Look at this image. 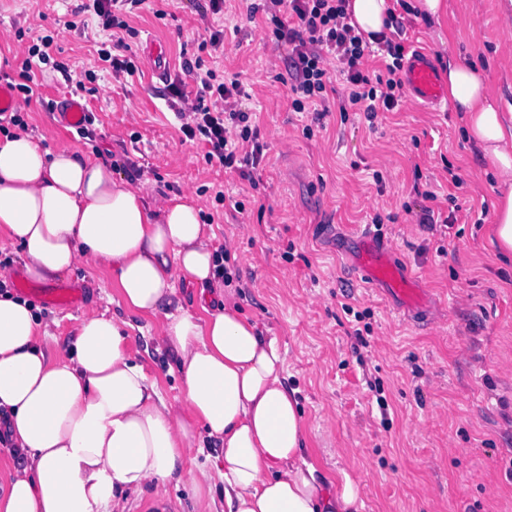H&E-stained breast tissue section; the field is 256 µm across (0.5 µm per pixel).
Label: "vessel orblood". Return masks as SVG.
Returning a JSON list of instances; mask_svg holds the SVG:
<instances>
[{"instance_id": "b4317fda", "label": "vessel or blood", "mask_w": 512, "mask_h": 512, "mask_svg": "<svg viewBox=\"0 0 512 512\" xmlns=\"http://www.w3.org/2000/svg\"><path fill=\"white\" fill-rule=\"evenodd\" d=\"M403 81L412 101L437 104L448 96L447 85L441 83L434 63L422 51L412 52L404 69ZM58 112L63 123L73 129H80L86 124L88 112L81 99L67 97L61 102ZM357 236L360 250L356 267L361 277L369 284L387 288L408 309H417L421 296L417 277L395 262L385 241L380 240L374 231L361 228ZM40 296L54 308L72 309L82 302L79 289L71 286L46 288L41 290Z\"/></svg>"}]
</instances>
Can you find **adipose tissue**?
<instances>
[{
  "label": "adipose tissue",
  "mask_w": 512,
  "mask_h": 512,
  "mask_svg": "<svg viewBox=\"0 0 512 512\" xmlns=\"http://www.w3.org/2000/svg\"><path fill=\"white\" fill-rule=\"evenodd\" d=\"M346 9L367 39L386 32L392 0H348ZM446 84L494 170L490 243L512 256V118L491 101L477 65L449 61ZM0 238L21 247L41 282L91 259L112 272L124 309L82 318L68 352L54 357L49 323L0 293V417L22 463L0 512H112L124 490L179 479L186 457L209 442L223 464L190 476L201 512H211L219 482L224 512H354L352 481L325 480L303 456L304 420L277 337L231 301L203 319L180 305L177 282L215 278L212 227L196 203L149 206L110 165L10 133L0 137ZM131 313L162 314L158 340L181 375L182 406L132 355Z\"/></svg>",
  "instance_id": "adipose-tissue-1"
}]
</instances>
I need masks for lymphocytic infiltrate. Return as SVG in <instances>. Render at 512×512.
<instances>
[{"mask_svg":"<svg viewBox=\"0 0 512 512\" xmlns=\"http://www.w3.org/2000/svg\"><path fill=\"white\" fill-rule=\"evenodd\" d=\"M143 0H85L84 13L99 18L104 29L113 33L111 41L101 42L97 51L102 70L112 76L134 75L136 66L119 50L126 37L135 31L125 20L129 9ZM265 8L274 25L272 35L288 51L291 76L292 108L310 111L326 102L331 73L344 75L347 94L338 110L347 113L358 107L368 122H376L379 113L391 112L403 100L402 83L397 77L403 67L405 48L387 37L376 44L364 42L350 23L346 0H266ZM391 57L385 73L370 75L366 64L376 52ZM192 74L194 95L174 90L173 107L181 119L185 139L206 142L205 160L210 165L231 167L235 161L259 166L262 147L252 126V115L238 106L241 84L237 77H222L202 58L185 61Z\"/></svg>","mask_w":512,"mask_h":512,"instance_id":"1","label":"lymphocytic infiltrate"}]
</instances>
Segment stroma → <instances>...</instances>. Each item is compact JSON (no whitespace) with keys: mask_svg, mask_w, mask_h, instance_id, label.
<instances>
[{"mask_svg":"<svg viewBox=\"0 0 512 512\" xmlns=\"http://www.w3.org/2000/svg\"><path fill=\"white\" fill-rule=\"evenodd\" d=\"M85 0H0V41L16 51L54 34L51 62L36 70L39 94L23 110L27 131L47 149L64 146L124 166L147 203L192 199L212 220L224 251L234 300L286 352V382L303 410L305 457L327 478L347 474L358 512H512V262L500 259L488 233L496 192L493 171L470 143L460 113L444 103L424 109L402 102L369 126L350 109L341 76L322 120L291 106L286 56L272 40L270 17L226 0L202 15L198 0H145L126 21L137 32L129 54L138 71L101 73L85 100L88 137L60 123L55 108L71 83L98 67L108 40L98 18L77 29L67 20ZM440 21L413 16L389 39L428 52L437 68L449 59L479 64L498 109L512 113V12L503 0H445ZM165 18H157V10ZM224 32L225 75L241 83L263 159L250 178L207 164V145L183 139L171 89L192 92L186 57L212 30ZM166 44L167 82H157L141 48ZM225 200H217V192ZM437 202H429L428 193ZM437 205L443 222L423 224ZM378 223L397 262L428 290L423 308L404 316L377 287L361 281L349 257L350 227ZM65 283L82 288L74 312L52 308L30 291L21 298L51 322L53 353L69 348L85 315H116L111 274L80 261ZM155 315L132 317L131 352L156 378L165 399L183 401V385L158 353ZM368 329V346L358 330ZM163 498L177 512H197L189 481L160 491L128 490L116 512L141 498Z\"/></svg>","mask_w":512,"mask_h":512,"instance_id":"obj_1","label":"stroma"}]
</instances>
